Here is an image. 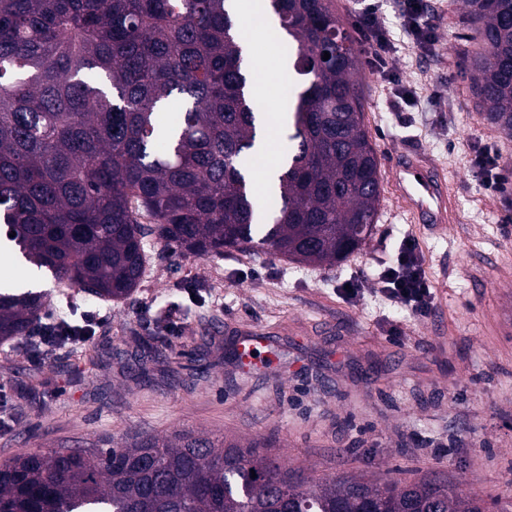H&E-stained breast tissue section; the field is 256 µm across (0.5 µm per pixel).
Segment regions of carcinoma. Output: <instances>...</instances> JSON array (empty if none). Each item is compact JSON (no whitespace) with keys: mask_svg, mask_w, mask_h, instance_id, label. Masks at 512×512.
I'll return each instance as SVG.
<instances>
[{"mask_svg":"<svg viewBox=\"0 0 512 512\" xmlns=\"http://www.w3.org/2000/svg\"><path fill=\"white\" fill-rule=\"evenodd\" d=\"M303 77L274 208L244 171L258 112L231 0H0V224L25 261L124 302L147 238L336 263L372 233L380 163L333 0H263ZM471 92L512 137V0H464ZM328 60H323L324 52ZM47 294L0 287V343L35 333ZM0 512H512L445 480L314 481L252 442L190 431L42 448L0 463Z\"/></svg>","mask_w":512,"mask_h":512,"instance_id":"obj_1","label":"carcinoma"}]
</instances>
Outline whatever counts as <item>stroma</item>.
Here are the masks:
<instances>
[{
	"instance_id": "stroma-1",
	"label": "stroma",
	"mask_w": 512,
	"mask_h": 512,
	"mask_svg": "<svg viewBox=\"0 0 512 512\" xmlns=\"http://www.w3.org/2000/svg\"><path fill=\"white\" fill-rule=\"evenodd\" d=\"M396 50L390 67L417 100L406 123L385 109L388 85L366 66L355 79L364 124L380 159L377 222L361 250L333 265L229 251L172 255L149 242L132 301H101L58 283L48 312H106L86 342L33 360L0 345V462L41 448H82L133 433L183 431L261 440L290 467L314 479L358 472L512 497V325L497 318L501 290L512 291V191L487 190L469 167L477 141L496 143L512 175V138L495 130L469 94L470 37L462 0H429L438 27L432 52L412 47L398 24L396 0H376ZM244 63L260 74L252 94L276 108L288 53L253 26ZM445 112V120L434 117ZM423 156L445 179L452 221L416 224L391 192L400 152ZM417 239L435 292L432 312L416 317L378 293L351 303L337 293L350 275L373 278L403 237ZM179 328L168 331L166 321ZM401 334L391 338L389 330ZM271 342L268 366L249 369L230 353L244 330ZM160 353L139 371L142 341Z\"/></svg>"
}]
</instances>
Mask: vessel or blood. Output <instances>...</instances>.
Here are the masks:
<instances>
[{
    "mask_svg": "<svg viewBox=\"0 0 512 512\" xmlns=\"http://www.w3.org/2000/svg\"><path fill=\"white\" fill-rule=\"evenodd\" d=\"M392 182L417 223L439 227L447 223L448 187L419 157L401 156L393 166Z\"/></svg>",
    "mask_w": 512,
    "mask_h": 512,
    "instance_id": "b4317fda",
    "label": "vessel or blood"
}]
</instances>
